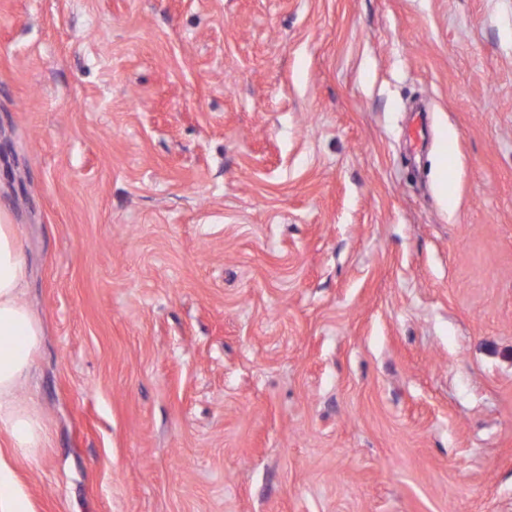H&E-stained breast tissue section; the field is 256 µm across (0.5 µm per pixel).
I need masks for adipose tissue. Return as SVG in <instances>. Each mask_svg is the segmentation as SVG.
Listing matches in <instances>:
<instances>
[{
  "mask_svg": "<svg viewBox=\"0 0 512 512\" xmlns=\"http://www.w3.org/2000/svg\"><path fill=\"white\" fill-rule=\"evenodd\" d=\"M26 280L19 232L0 208V441L6 445L0 450V512H35L13 462L35 460L48 440L38 412L18 399L42 339L24 300Z\"/></svg>",
  "mask_w": 512,
  "mask_h": 512,
  "instance_id": "obj_1",
  "label": "adipose tissue"
}]
</instances>
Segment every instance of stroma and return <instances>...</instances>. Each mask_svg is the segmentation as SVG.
I'll use <instances>...</instances> for the list:
<instances>
[{
    "label": "stroma",
    "mask_w": 512,
    "mask_h": 512,
    "mask_svg": "<svg viewBox=\"0 0 512 512\" xmlns=\"http://www.w3.org/2000/svg\"><path fill=\"white\" fill-rule=\"evenodd\" d=\"M36 512H512V0H0Z\"/></svg>",
    "instance_id": "obj_1"
}]
</instances>
